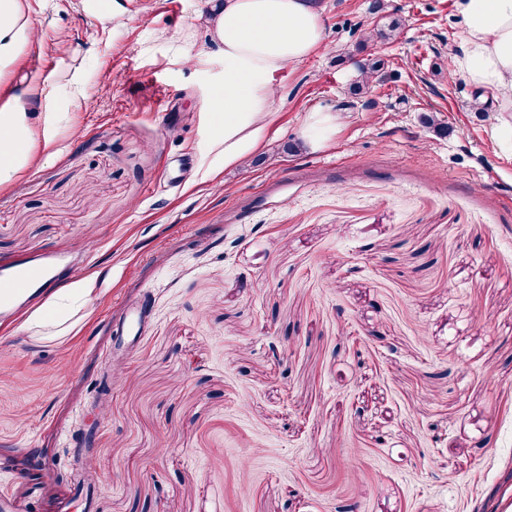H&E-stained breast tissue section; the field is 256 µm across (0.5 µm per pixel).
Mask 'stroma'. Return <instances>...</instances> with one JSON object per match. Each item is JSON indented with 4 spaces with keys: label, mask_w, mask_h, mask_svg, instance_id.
Wrapping results in <instances>:
<instances>
[{
    "label": "stroma",
    "mask_w": 512,
    "mask_h": 512,
    "mask_svg": "<svg viewBox=\"0 0 512 512\" xmlns=\"http://www.w3.org/2000/svg\"><path fill=\"white\" fill-rule=\"evenodd\" d=\"M388 2L363 48L371 0H317L327 49L205 180L210 0H15L0 106L65 119L0 187V269L43 247L92 298L60 338L0 316L8 512H512V156L448 74L455 0Z\"/></svg>",
    "instance_id": "1"
}]
</instances>
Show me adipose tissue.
Masks as SVG:
<instances>
[{
  "instance_id": "adipose-tissue-1",
  "label": "adipose tissue",
  "mask_w": 512,
  "mask_h": 512,
  "mask_svg": "<svg viewBox=\"0 0 512 512\" xmlns=\"http://www.w3.org/2000/svg\"><path fill=\"white\" fill-rule=\"evenodd\" d=\"M455 7L464 30L452 70L490 95L500 114V137L512 147V0H455ZM206 24L224 54V93L210 123L212 145L219 150L206 170L211 176L261 149L273 113L274 74L324 49L326 32L312 0H224ZM33 136L23 105L0 106V186L27 166ZM90 293L89 279L63 284L31 316V326H65Z\"/></svg>"
}]
</instances>
